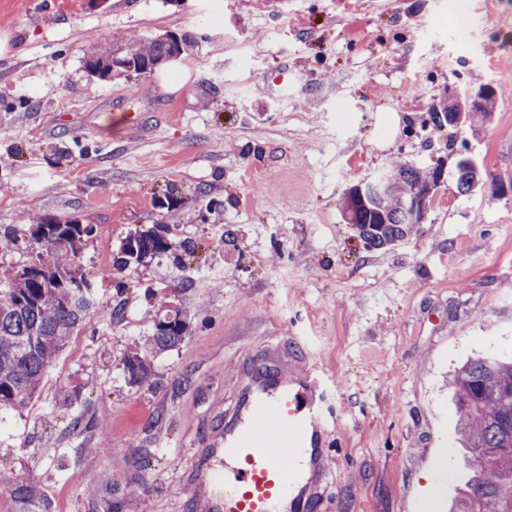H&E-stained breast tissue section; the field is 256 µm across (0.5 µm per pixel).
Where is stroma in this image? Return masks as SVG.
<instances>
[{"mask_svg": "<svg viewBox=\"0 0 512 512\" xmlns=\"http://www.w3.org/2000/svg\"><path fill=\"white\" fill-rule=\"evenodd\" d=\"M58 2L45 15L0 0L13 37L0 56V227L21 235L0 279L36 255L27 216L76 217L96 227L82 266L104 279L101 309L119 297L127 309L93 317L40 394L0 412V472L36 491L20 503L0 491V512H194L184 486L235 407L238 367L292 338L339 417L327 512H444L464 468L450 374L479 353L512 357V12L501 0H224L211 20L206 0ZM164 33L194 37L174 91L154 70L85 71L88 55ZM486 86L490 116L431 123L447 91ZM118 102L146 114L144 131L124 127ZM461 155L484 186L461 195L445 180L404 241L363 248L347 187L403 163L450 171ZM155 224L196 240L194 255L115 269L121 240ZM159 280L178 290L187 338L131 386L119 363L150 332Z\"/></svg>", "mask_w": 512, "mask_h": 512, "instance_id": "1", "label": "stroma"}]
</instances>
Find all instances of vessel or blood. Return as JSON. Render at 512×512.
I'll list each match as a JSON object with an SVG mask.
<instances>
[{
	"label": "vessel or blood",
	"mask_w": 512,
	"mask_h": 512,
	"mask_svg": "<svg viewBox=\"0 0 512 512\" xmlns=\"http://www.w3.org/2000/svg\"><path fill=\"white\" fill-rule=\"evenodd\" d=\"M327 396L287 348L254 361L243 402L205 442L198 512H323Z\"/></svg>",
	"instance_id": "vessel-or-blood-1"
}]
</instances>
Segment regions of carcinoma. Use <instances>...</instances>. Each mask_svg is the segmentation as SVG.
<instances>
[{"label":"carcinoma","mask_w":512,"mask_h":512,"mask_svg":"<svg viewBox=\"0 0 512 512\" xmlns=\"http://www.w3.org/2000/svg\"><path fill=\"white\" fill-rule=\"evenodd\" d=\"M191 43L190 35L158 36L106 58L92 56L86 68L99 75L147 69ZM454 111V105L434 107L430 119L443 128ZM477 171L476 164L457 160L452 178L458 194L473 192ZM432 179L427 169L412 165L381 173L364 183L363 194L346 198L345 220L365 248L393 247L415 228L402 199ZM94 232V225L76 218L39 217L28 225L25 237L38 246L37 261L17 270L0 288V410L19 408L39 394L48 369L95 314L97 281L79 265L82 247ZM172 232L170 225L156 224L129 233L113 256V266L123 269L164 256L181 264L182 254H193L196 243L176 240ZM168 288L160 282L150 290L161 300L147 349H132L121 360L131 385L151 375V357L179 347L186 338L187 312L168 301ZM450 389L467 470L450 512H512V468L501 469L488 458L491 450L512 448V361L489 355L471 358L451 375Z\"/></svg>","instance_id":"obj_1"}]
</instances>
